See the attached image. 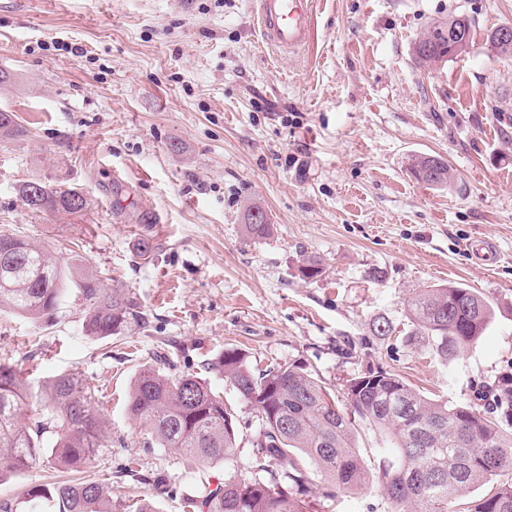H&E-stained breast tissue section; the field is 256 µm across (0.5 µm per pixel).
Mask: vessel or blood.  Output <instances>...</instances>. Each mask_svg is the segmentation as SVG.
Returning a JSON list of instances; mask_svg holds the SVG:
<instances>
[{
    "label": "vessel or blood",
    "instance_id": "b4317fda",
    "mask_svg": "<svg viewBox=\"0 0 512 512\" xmlns=\"http://www.w3.org/2000/svg\"><path fill=\"white\" fill-rule=\"evenodd\" d=\"M258 13L268 45L296 52L313 42L315 25L310 0H259Z\"/></svg>",
    "mask_w": 512,
    "mask_h": 512
}]
</instances>
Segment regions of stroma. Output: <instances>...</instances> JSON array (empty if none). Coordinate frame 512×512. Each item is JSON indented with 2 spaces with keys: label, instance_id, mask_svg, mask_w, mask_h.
Wrapping results in <instances>:
<instances>
[{
  "label": "stroma",
  "instance_id": "obj_1",
  "mask_svg": "<svg viewBox=\"0 0 512 512\" xmlns=\"http://www.w3.org/2000/svg\"><path fill=\"white\" fill-rule=\"evenodd\" d=\"M255 0H0V110L23 135L0 137V232L54 249L73 277L130 290L146 315L106 339L85 335L71 292L53 324L0 313V360L38 381L88 380L110 433L86 468L114 512H183L227 473L250 476L261 422L223 375L207 379L235 412L227 464L160 447L130 419L146 367L173 376L229 348L255 368L295 364L338 400L355 372L382 368L425 396L483 409L512 376V54L489 31L512 0H316L298 53L267 45ZM468 15L473 40L448 63L419 65L433 20ZM441 158L447 189L417 181L410 155ZM75 188L87 211L35 212L18 188ZM264 208L267 237L244 228ZM149 238L152 250L140 254ZM492 241L498 262H473ZM321 262L318 277L298 269ZM455 282L495 309L481 339L449 362L407 338L406 304ZM395 327L379 336L372 324ZM133 461V476L121 475ZM39 466L0 481V504L32 512L27 491L59 481ZM175 486L158 494L155 480ZM311 475L307 512H393L380 481L339 502ZM257 211L258 213L262 214V220L259 222H253V212ZM257 212H254V215L256 216V220H260V215L257 214ZM245 219L246 224L245 229L246 232L251 235L252 237L257 238H263L270 234L271 231V224L268 218V215L264 209H262L259 206L251 205L247 208L245 213Z\"/></svg>",
  "mask_w": 512,
  "mask_h": 512
}]
</instances>
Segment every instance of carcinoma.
Masks as SVG:
<instances>
[{
    "instance_id": "cac0c4a2",
    "label": "carcinoma",
    "mask_w": 512,
    "mask_h": 512,
    "mask_svg": "<svg viewBox=\"0 0 512 512\" xmlns=\"http://www.w3.org/2000/svg\"><path fill=\"white\" fill-rule=\"evenodd\" d=\"M472 21L463 14L437 20L416 43L418 62L432 66L467 52ZM23 133L16 116L0 111V136ZM409 171L430 186L451 182L448 165L434 156L414 155ZM89 202L76 189L42 185L36 212L74 213L72 201ZM262 220L253 222V212ZM246 232L270 234L264 209L251 205ZM69 272L56 253L9 234L0 235V311L49 324L64 304ZM83 329L109 338L139 324L144 314L123 288H107L94 275L80 280ZM495 310L471 288L441 285L415 294L408 302V335L427 341L444 362L476 343ZM217 371L261 420L253 437L259 456L250 477L227 476L188 503L191 512H305L293 494L309 481L310 468L329 484L327 496L360 488L372 478L355 446L356 425L378 430L388 447L377 453V475L398 512H512V379L495 395L500 415H484L468 404L448 405L427 398L399 377L369 369L347 381V407L328 388L293 365L256 370L248 356L226 349L201 365ZM18 365L0 361V480L42 462L69 469L86 466L109 442L98 410L95 388L70 373L38 385ZM130 417L161 447L204 464L230 462L239 447L232 408L200 373L178 377L153 368L135 378L128 398ZM483 486L489 492L465 510L461 498ZM30 500L51 512H112L109 486L93 479L33 485Z\"/></svg>"
}]
</instances>
